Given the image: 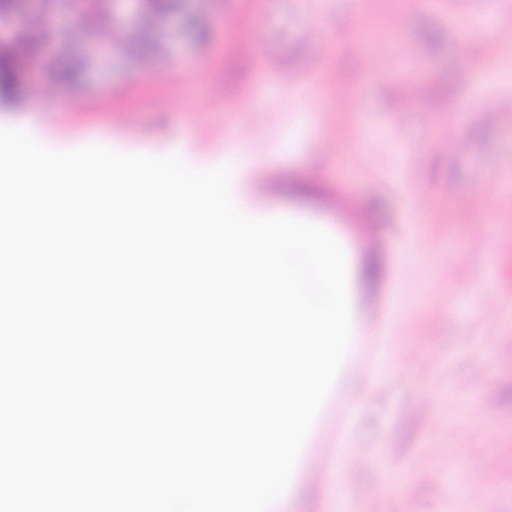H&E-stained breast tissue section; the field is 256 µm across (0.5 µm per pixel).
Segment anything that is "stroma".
Here are the masks:
<instances>
[{
    "instance_id": "35a3bbf8",
    "label": "stroma",
    "mask_w": 512,
    "mask_h": 512,
    "mask_svg": "<svg viewBox=\"0 0 512 512\" xmlns=\"http://www.w3.org/2000/svg\"><path fill=\"white\" fill-rule=\"evenodd\" d=\"M191 12L196 33L165 24L156 52L134 59L91 50L70 26L69 0H56L66 49L49 56L75 67L61 92L86 108L61 133L54 113L38 109L35 61L19 93L0 102V127H33L52 150L97 144L177 154L201 168L223 162L228 140L241 138L274 184L259 188L251 167L239 173L249 210L278 206L336 225L353 243L352 269L376 259L379 277L351 284L357 372L332 394L336 426L324 434L339 457L320 481L299 476L267 512H336L340 488L350 512H512V251L503 248L512 240V117L492 110L512 83L491 77L512 53L476 45L475 64L457 65L461 20L512 16V0H194ZM314 18L326 21L317 41L306 33ZM271 55L280 70L268 67ZM420 70L430 93L394 125L395 87ZM118 112L128 122L115 123ZM480 187L495 197L490 210H462ZM363 221L380 246L357 244ZM479 222L476 245L470 227ZM429 232L455 271L403 260L405 245ZM476 250L486 260L475 270ZM442 279L446 287L430 288ZM489 293L501 304L492 317ZM393 300L417 304L420 315L397 323L375 315ZM439 307L447 316H436ZM389 345L415 350L427 372L405 362L370 382ZM421 395L431 414L412 411ZM431 448L443 466L426 467Z\"/></svg>"
}]
</instances>
